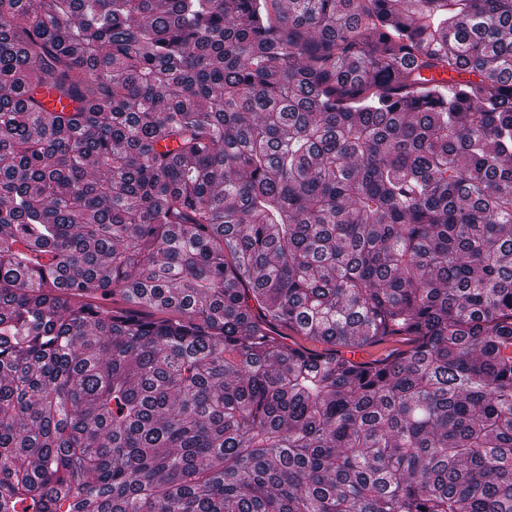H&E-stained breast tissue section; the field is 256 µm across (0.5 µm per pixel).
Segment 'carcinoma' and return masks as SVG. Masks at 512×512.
Segmentation results:
<instances>
[{"instance_id":"obj_1","label":"carcinoma","mask_w":512,"mask_h":512,"mask_svg":"<svg viewBox=\"0 0 512 512\" xmlns=\"http://www.w3.org/2000/svg\"><path fill=\"white\" fill-rule=\"evenodd\" d=\"M0 512H512V0H0Z\"/></svg>"}]
</instances>
